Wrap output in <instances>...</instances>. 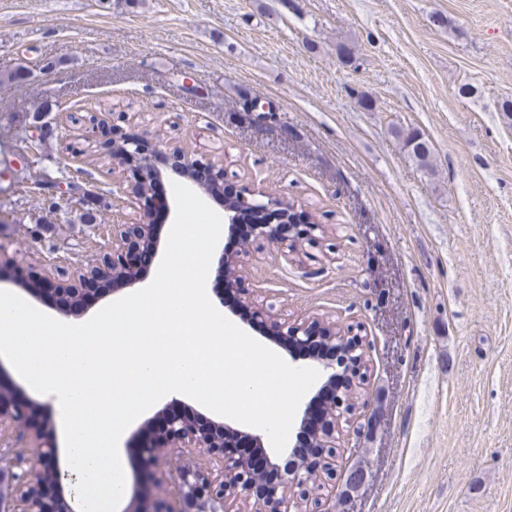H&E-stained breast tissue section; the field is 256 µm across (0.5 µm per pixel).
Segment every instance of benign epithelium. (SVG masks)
Wrapping results in <instances>:
<instances>
[{"mask_svg":"<svg viewBox=\"0 0 512 512\" xmlns=\"http://www.w3.org/2000/svg\"><path fill=\"white\" fill-rule=\"evenodd\" d=\"M99 133L107 153L121 147L119 167L126 174L131 193L142 202L144 219L138 224L112 225L111 250L99 252L94 259L74 269L66 280L29 270L26 291L38 300L55 298L62 307L60 313L66 317L80 315L87 304L85 296L102 282L112 284V293L139 284L143 276L133 261L134 256L147 251L153 257L159 245L161 225L150 221L153 198L141 191L140 183L160 181L161 172L153 167L141 141L104 126ZM234 198L240 206L249 209L284 206L282 200L261 191H241ZM285 234L286 230L280 225L259 224L246 244L262 241L277 245ZM248 254L249 250L243 248L235 255H219V267L230 287H244V257ZM245 308L252 310L254 318L264 320L269 340L289 352L292 360L299 358V353L310 342L309 324L282 321L271 309L253 301L246 302ZM310 358L323 371L318 393L330 390L336 378L335 367L318 355L312 354ZM5 373L0 362V435L8 432L18 439H31L36 448L19 457L22 472L18 475L16 494L7 505L0 507V512H75L74 478L67 469L61 448L43 419L35 413L34 402L22 398L17 385L3 383ZM352 409L349 393L331 396L323 411L322 424L314 435L321 440V446L312 449V455L306 460L288 463L267 454L260 434L217 423L199 413L166 407L146 423L153 434L141 449L140 479L150 480L160 464L193 448L212 461L208 469L198 467L191 474L181 473L184 498L196 504L201 512H210L214 503L218 505L216 512H300L304 503L318 504L316 492L336 477V413L349 414ZM238 436L264 457L270 467L282 471L278 482L264 483L247 459L227 454L228 443ZM128 512H177V509L164 499L142 494L132 500Z\"/></svg>","mask_w":512,"mask_h":512,"instance_id":"obj_1","label":"benign epithelium"}]
</instances>
